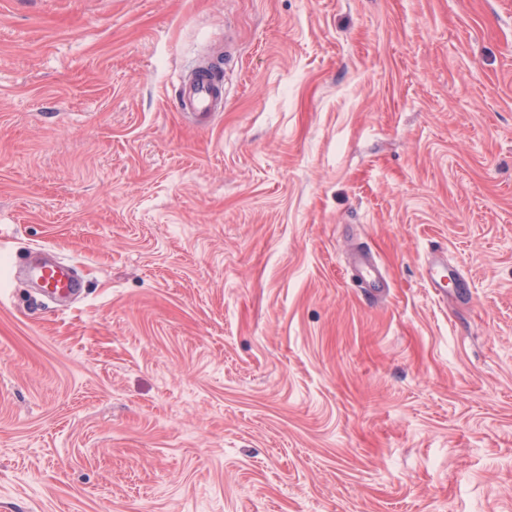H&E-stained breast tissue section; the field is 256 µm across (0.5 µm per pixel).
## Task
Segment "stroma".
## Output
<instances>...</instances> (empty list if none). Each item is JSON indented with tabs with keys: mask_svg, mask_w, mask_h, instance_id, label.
<instances>
[{
	"mask_svg": "<svg viewBox=\"0 0 512 512\" xmlns=\"http://www.w3.org/2000/svg\"><path fill=\"white\" fill-rule=\"evenodd\" d=\"M0 512H512V0H0ZM209 68L207 64L198 66L175 91L177 110L200 123L210 121L224 110V87L209 77ZM348 268L357 286L363 288L371 300L376 301L384 295L388 281L370 250L359 247L351 249ZM450 273L455 280L457 281L458 288H467V282L464 276L458 271V269L452 265H448V258L438 257L434 261H430L428 263V268L426 270L427 280L431 288H434L435 292L440 295L441 292V280L443 272L447 271ZM74 264L67 261H48L28 268L29 275L51 297L76 294L80 281L72 272Z\"/></svg>",
	"mask_w": 512,
	"mask_h": 512,
	"instance_id": "1",
	"label": "stroma"
}]
</instances>
